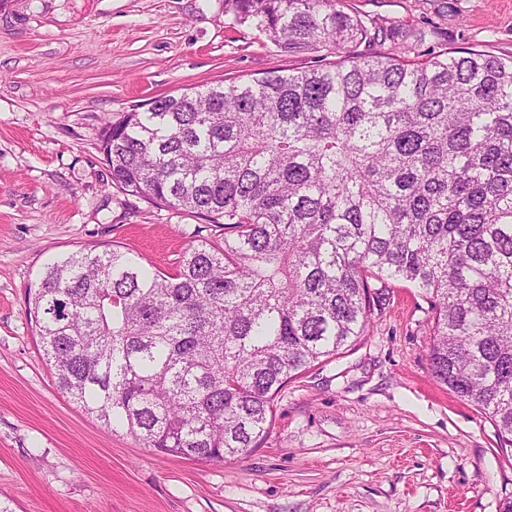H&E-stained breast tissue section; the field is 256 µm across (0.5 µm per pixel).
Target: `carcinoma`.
Listing matches in <instances>:
<instances>
[{
	"label": "carcinoma",
	"mask_w": 512,
	"mask_h": 512,
	"mask_svg": "<svg viewBox=\"0 0 512 512\" xmlns=\"http://www.w3.org/2000/svg\"><path fill=\"white\" fill-rule=\"evenodd\" d=\"M224 13L286 54L352 52L105 123L112 184L224 244L199 236L167 273L117 245L48 264L27 314L58 388L159 454L242 458L288 380L363 336L371 281L393 280L430 299L434 377L512 448V57L422 55L341 0Z\"/></svg>",
	"instance_id": "carcinoma-1"
}]
</instances>
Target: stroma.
Instances as JSON below:
<instances>
[{"label":"stroma","instance_id":"35a3bbf8","mask_svg":"<svg viewBox=\"0 0 512 512\" xmlns=\"http://www.w3.org/2000/svg\"><path fill=\"white\" fill-rule=\"evenodd\" d=\"M446 52L512 56V0H342ZM235 26L224 0H0V504L11 512H502L512 457L430 373L432 310L379 288L355 346L291 379L261 447L209 463L110 432L56 385L26 311L47 263L118 244L173 269L193 213L113 185L105 120L151 98L325 67Z\"/></svg>","mask_w":512,"mask_h":512}]
</instances>
